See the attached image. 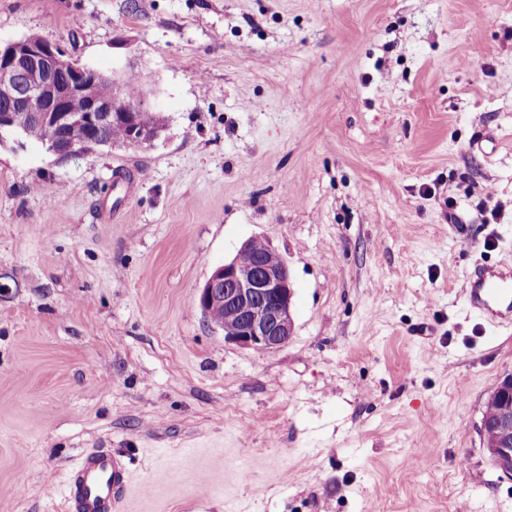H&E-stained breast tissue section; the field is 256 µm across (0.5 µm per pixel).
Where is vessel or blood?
Returning <instances> with one entry per match:
<instances>
[{
	"label": "vessel or blood",
	"instance_id": "b4317fda",
	"mask_svg": "<svg viewBox=\"0 0 512 512\" xmlns=\"http://www.w3.org/2000/svg\"><path fill=\"white\" fill-rule=\"evenodd\" d=\"M464 301L490 328L512 326V265L476 268L466 281ZM128 483V469L118 456L106 449L86 453L70 477L69 512H115Z\"/></svg>",
	"mask_w": 512,
	"mask_h": 512
}]
</instances>
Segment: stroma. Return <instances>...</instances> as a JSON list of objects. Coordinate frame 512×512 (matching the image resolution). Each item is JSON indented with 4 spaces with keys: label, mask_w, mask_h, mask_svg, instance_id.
<instances>
[{
    "label": "stroma",
    "mask_w": 512,
    "mask_h": 512,
    "mask_svg": "<svg viewBox=\"0 0 512 512\" xmlns=\"http://www.w3.org/2000/svg\"><path fill=\"white\" fill-rule=\"evenodd\" d=\"M30 34L165 128L0 145V512H65L98 448L117 512H512L480 438L512 329L464 303L512 264V0H0ZM254 237L294 288L268 352L195 303Z\"/></svg>",
    "instance_id": "obj_1"
}]
</instances>
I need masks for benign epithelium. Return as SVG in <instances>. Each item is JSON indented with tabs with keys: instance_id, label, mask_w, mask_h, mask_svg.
Returning <instances> with one entry per match:
<instances>
[{
	"instance_id": "7a95c632",
	"label": "benign epithelium",
	"mask_w": 512,
	"mask_h": 512,
	"mask_svg": "<svg viewBox=\"0 0 512 512\" xmlns=\"http://www.w3.org/2000/svg\"><path fill=\"white\" fill-rule=\"evenodd\" d=\"M111 93L102 94V85ZM128 77L120 71L103 73L81 65L59 45L31 34L0 41V142L3 134L14 136L18 148H26L21 133L26 125L40 122L49 130L43 146L66 162L95 154L103 144L105 129L115 121L130 128L125 148L152 144L160 130L139 125L141 112L152 108L150 97L129 99L125 95ZM80 97L86 108L73 113L69 101ZM79 122L87 126L88 137L80 144L65 143L62 128ZM254 239L242 244L236 256L216 268L196 295V303L206 319L218 311L237 310L238 320L222 325L224 342L257 351H272L286 345L293 335L291 311L293 288L288 265L263 242L262 252L252 263L241 260L252 250ZM489 399L500 406L495 437H482L492 465L501 476L512 479V374L502 377Z\"/></svg>"
}]
</instances>
